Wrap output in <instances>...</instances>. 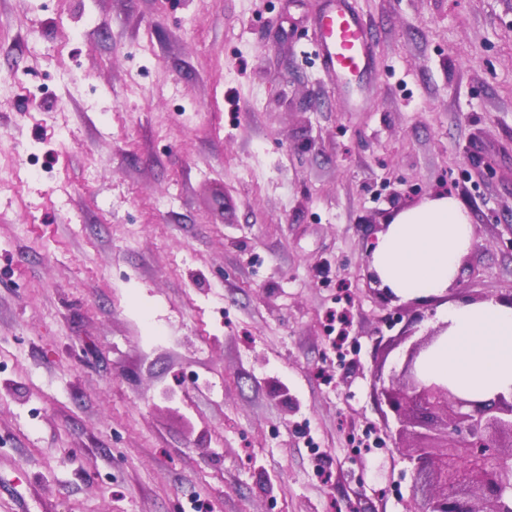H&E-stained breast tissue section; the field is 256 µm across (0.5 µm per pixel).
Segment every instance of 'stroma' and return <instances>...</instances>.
<instances>
[{"instance_id": "35a3bbf8", "label": "stroma", "mask_w": 512, "mask_h": 512, "mask_svg": "<svg viewBox=\"0 0 512 512\" xmlns=\"http://www.w3.org/2000/svg\"><path fill=\"white\" fill-rule=\"evenodd\" d=\"M355 2L363 112L326 0H0V512H409L375 388L512 291V0ZM438 194L456 287L384 299L377 234ZM330 7L317 20L318 59L322 70L342 90L350 111L367 104L364 89L371 80L374 43L351 0H329Z\"/></svg>"}]
</instances>
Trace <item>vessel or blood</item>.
I'll return each mask as SVG.
<instances>
[{
  "instance_id": "obj_1",
  "label": "vessel or blood",
  "mask_w": 512,
  "mask_h": 512,
  "mask_svg": "<svg viewBox=\"0 0 512 512\" xmlns=\"http://www.w3.org/2000/svg\"><path fill=\"white\" fill-rule=\"evenodd\" d=\"M318 59L322 70L342 90L350 108H365L364 89L373 72L374 43L370 27L352 0H332L317 20Z\"/></svg>"
}]
</instances>
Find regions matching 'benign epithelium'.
Masks as SVG:
<instances>
[{
  "mask_svg": "<svg viewBox=\"0 0 512 512\" xmlns=\"http://www.w3.org/2000/svg\"><path fill=\"white\" fill-rule=\"evenodd\" d=\"M440 334L412 344L377 398L414 433L415 512H512V394L473 399L426 378L421 361Z\"/></svg>",
  "mask_w": 512,
  "mask_h": 512,
  "instance_id": "obj_1",
  "label": "benign epithelium"
}]
</instances>
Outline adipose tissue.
<instances>
[{
  "mask_svg": "<svg viewBox=\"0 0 512 512\" xmlns=\"http://www.w3.org/2000/svg\"><path fill=\"white\" fill-rule=\"evenodd\" d=\"M472 247L468 211L440 195L391 218L371 250V268L397 297L441 294ZM443 318L448 329L425 356L423 373L472 398L512 392V306L456 302Z\"/></svg>",
  "mask_w": 512,
  "mask_h": 512,
  "instance_id": "1",
  "label": "adipose tissue"
}]
</instances>
